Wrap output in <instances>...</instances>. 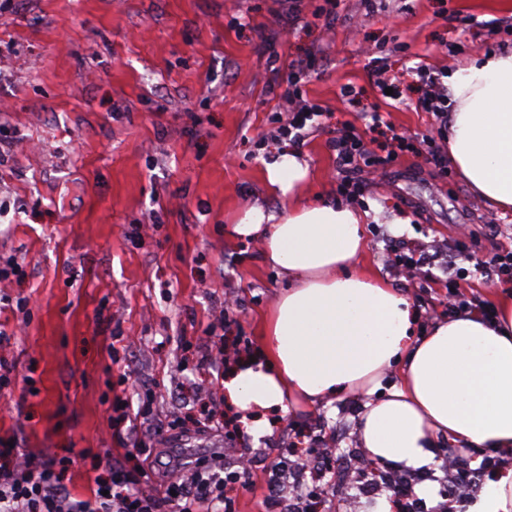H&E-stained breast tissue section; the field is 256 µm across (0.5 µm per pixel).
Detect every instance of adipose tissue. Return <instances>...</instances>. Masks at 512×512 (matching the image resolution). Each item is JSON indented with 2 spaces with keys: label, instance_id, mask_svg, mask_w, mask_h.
Masks as SVG:
<instances>
[{
  "label": "adipose tissue",
  "instance_id": "ef3b65f1",
  "mask_svg": "<svg viewBox=\"0 0 512 512\" xmlns=\"http://www.w3.org/2000/svg\"><path fill=\"white\" fill-rule=\"evenodd\" d=\"M449 85V163L491 208L512 210V51L458 68ZM307 174L294 153L281 152L267 180L287 195V211L254 205L228 227L231 238L262 242L288 288L264 323L262 360L234 365L225 396L244 410H284L298 400L374 394L395 369L399 385L369 405L358 427L372 459L424 467L441 436L462 449L512 452V294L493 293L492 317L467 310L412 339L409 298L356 267L363 215L296 196Z\"/></svg>",
  "mask_w": 512,
  "mask_h": 512
}]
</instances>
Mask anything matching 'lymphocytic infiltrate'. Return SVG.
<instances>
[{
    "label": "lymphocytic infiltrate",
    "instance_id": "obj_1",
    "mask_svg": "<svg viewBox=\"0 0 512 512\" xmlns=\"http://www.w3.org/2000/svg\"><path fill=\"white\" fill-rule=\"evenodd\" d=\"M423 90L419 109L448 121V87L438 73L416 70ZM336 162L344 173L341 189L357 193L355 179L362 168L374 167L379 157L372 141L355 133L353 126L337 129L331 142ZM188 417L164 427H150L125 449L118 462L92 456L93 482L78 494L63 483L72 459L57 458L52 449L23 454L0 441V512H234L228 499L229 483H246L255 457L244 448H218L190 462L167 464L161 475L152 471V457L173 431L185 429Z\"/></svg>",
    "mask_w": 512,
    "mask_h": 512
}]
</instances>
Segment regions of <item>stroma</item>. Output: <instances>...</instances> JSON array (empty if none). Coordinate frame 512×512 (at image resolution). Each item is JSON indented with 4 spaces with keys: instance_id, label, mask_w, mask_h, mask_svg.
Returning a JSON list of instances; mask_svg holds the SVG:
<instances>
[{
    "instance_id": "35a3bbf8",
    "label": "stroma",
    "mask_w": 512,
    "mask_h": 512,
    "mask_svg": "<svg viewBox=\"0 0 512 512\" xmlns=\"http://www.w3.org/2000/svg\"><path fill=\"white\" fill-rule=\"evenodd\" d=\"M337 2L334 24L317 16L325 0H304L292 25L279 0H0V197L10 203L0 258L22 268L0 296L25 302L0 309L1 329L23 330L7 354L0 437L31 454L113 459L121 443L103 430L115 398L149 402L148 425L163 426L197 411L191 385L216 392L217 372L196 362L220 338L262 355L261 321L287 283L259 241L224 228L252 205L287 207L266 180L282 150L306 162L309 199L366 214L361 265L410 298L415 335L452 313L438 280L394 276L396 246L443 251L466 224L477 258L512 248V212L489 208L453 167L403 151L345 197L330 148L345 122L368 139L438 137L439 121L415 107L414 67L451 73L511 50L512 0H376L368 15L361 0ZM381 56L392 95L375 83ZM348 83L358 91L350 103L340 98ZM289 94L323 111L299 146L277 135ZM373 112L386 130L369 129ZM364 402L345 393L271 409L264 436L176 434L160 454L184 462L233 445L266 458L281 427L320 422L341 430L331 448L343 455L357 445Z\"/></svg>"
}]
</instances>
